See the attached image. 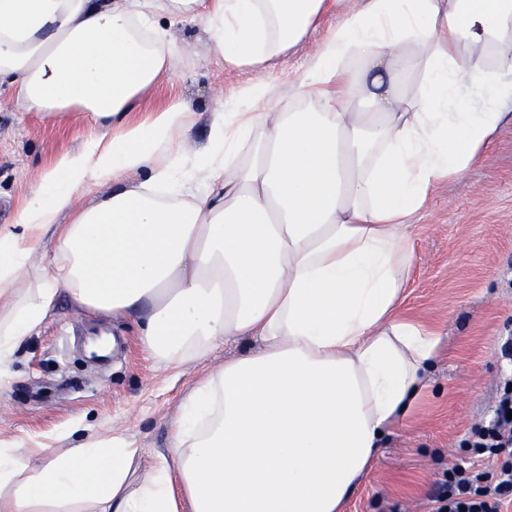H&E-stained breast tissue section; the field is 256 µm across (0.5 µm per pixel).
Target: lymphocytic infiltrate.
Wrapping results in <instances>:
<instances>
[{
  "instance_id": "obj_1",
  "label": "lymphocytic infiltrate",
  "mask_w": 512,
  "mask_h": 512,
  "mask_svg": "<svg viewBox=\"0 0 512 512\" xmlns=\"http://www.w3.org/2000/svg\"><path fill=\"white\" fill-rule=\"evenodd\" d=\"M504 365L488 421L466 441L473 459L449 467L430 500L431 512H502L512 504V336L501 347Z\"/></svg>"
}]
</instances>
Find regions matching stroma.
Segmentation results:
<instances>
[{
	"label": "stroma",
	"instance_id": "obj_1",
	"mask_svg": "<svg viewBox=\"0 0 512 512\" xmlns=\"http://www.w3.org/2000/svg\"><path fill=\"white\" fill-rule=\"evenodd\" d=\"M181 53L172 76L144 99L152 108L182 102L194 116L188 153L206 148L209 115L219 98L254 80L228 72L203 28L174 24ZM79 121H49L22 113L10 89L0 90V227L15 222L40 174L61 154L90 143ZM416 264L403 314L438 331L444 355L430 371L432 387L418 412L385 435L374 466L352 492L346 512H428L427 495L446 469L468 460L469 427L487 413L498 374V342L512 331V125L486 160L442 184L410 227ZM120 336L110 366L91 368L77 349L81 336ZM247 345L216 349L204 362L178 368L145 358L129 327L60 297L48 321L29 336L0 373V436L15 447L69 448L96 433L122 432L151 463L168 445L186 390L206 371ZM81 431H72L74 422Z\"/></svg>",
	"mask_w": 512,
	"mask_h": 512
}]
</instances>
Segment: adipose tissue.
<instances>
[{
  "instance_id": "ef3b65f1",
  "label": "adipose tissue",
  "mask_w": 512,
  "mask_h": 512,
  "mask_svg": "<svg viewBox=\"0 0 512 512\" xmlns=\"http://www.w3.org/2000/svg\"><path fill=\"white\" fill-rule=\"evenodd\" d=\"M339 3L0 0V84L97 131L0 228V371L63 295L168 366L256 345L187 392L151 465L121 435L0 440V512H344L416 409L442 340L399 313L409 229L512 123V0H360L277 91L273 62ZM182 20L258 75L192 157L181 103L134 118ZM49 229L52 256L29 266Z\"/></svg>"
}]
</instances>
